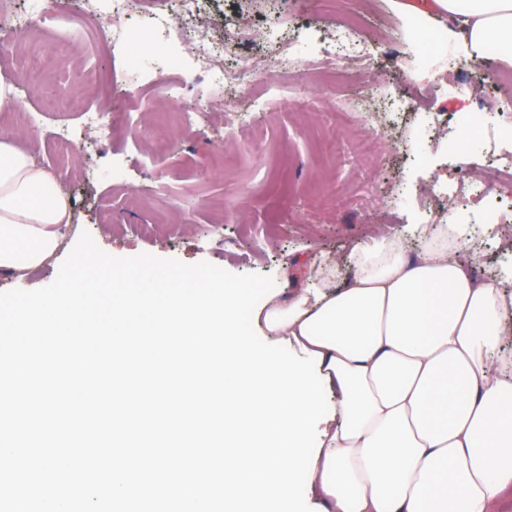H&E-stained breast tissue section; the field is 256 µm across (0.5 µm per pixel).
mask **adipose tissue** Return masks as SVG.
<instances>
[{"instance_id": "adipose-tissue-1", "label": "adipose tissue", "mask_w": 512, "mask_h": 512, "mask_svg": "<svg viewBox=\"0 0 512 512\" xmlns=\"http://www.w3.org/2000/svg\"><path fill=\"white\" fill-rule=\"evenodd\" d=\"M466 53L512 62V0H431ZM71 203L55 174L0 139V273L24 279L55 254ZM464 227L384 232L294 269L287 297L259 309L262 335L322 355L335 399L311 483L316 512H498L512 493V274L454 258ZM355 270L344 285L342 264Z\"/></svg>"}]
</instances>
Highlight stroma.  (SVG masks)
I'll return each mask as SVG.
<instances>
[{
    "label": "stroma",
    "mask_w": 512,
    "mask_h": 512,
    "mask_svg": "<svg viewBox=\"0 0 512 512\" xmlns=\"http://www.w3.org/2000/svg\"><path fill=\"white\" fill-rule=\"evenodd\" d=\"M400 0H340L316 10L309 0H203L216 38L238 15L252 20L257 39L247 48L224 46L226 66L241 57L279 71L282 43L292 41L300 64L342 60L344 79L321 86L297 81L294 101L267 105L263 88L241 95L247 112L240 140L225 145L223 88L201 73L172 72L185 81L184 99L163 98L162 88L142 82L154 66L151 50L130 67L123 46L108 30L77 25L87 0H40L39 29L0 53V81L13 86L15 104L0 107V137L19 145L51 169L72 203V220L58 249L66 257L82 232L116 257L149 253L187 264L212 263L234 274L271 276L287 293L289 266L315 272L325 257L347 255L353 243L389 226L417 241L420 225L443 208L435 187L456 184L461 173L453 146L460 115L483 116L499 132L495 155L512 159V90L491 85L505 71L494 50L468 68L449 73L450 87L434 91L421 78L422 35L412 29ZM350 30L349 43H330L331 31ZM101 73L94 89L74 80L77 67ZM125 73L121 86L111 75ZM472 84L470 92L454 82ZM380 90V137L387 146L372 158L356 155L364 129L341 123L340 98ZM108 113L112 138L99 142L81 127L70 98ZM75 128V146L59 147L57 125ZM507 190L473 193L449 207L447 219L471 232L467 251L474 271L486 277L512 268V211L491 209Z\"/></svg>",
    "instance_id": "1"
}]
</instances>
